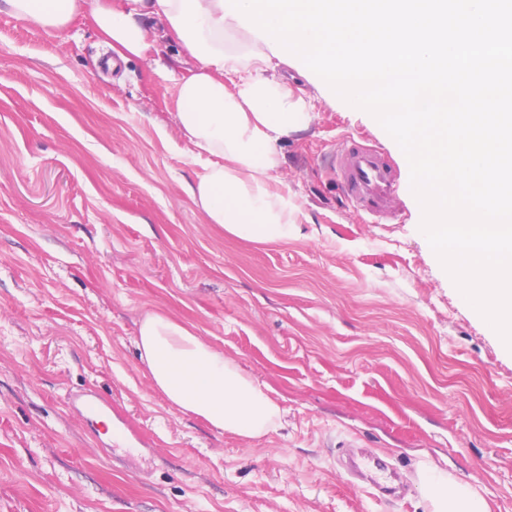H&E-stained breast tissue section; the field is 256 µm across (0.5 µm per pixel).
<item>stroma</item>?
I'll use <instances>...</instances> for the list:
<instances>
[{
  "mask_svg": "<svg viewBox=\"0 0 512 512\" xmlns=\"http://www.w3.org/2000/svg\"><path fill=\"white\" fill-rule=\"evenodd\" d=\"M179 46L104 70L95 27L0 10V512H429L426 463L512 512V351L420 230L409 162L369 113L314 105L276 178L291 238L205 223L172 122ZM399 175L397 219L342 203L325 154L345 135ZM150 312L265 383L280 423L248 439L180 412L136 345ZM94 392L111 445L66 403Z\"/></svg>",
  "mask_w": 512,
  "mask_h": 512,
  "instance_id": "obj_1",
  "label": "stroma"
}]
</instances>
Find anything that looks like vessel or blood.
<instances>
[{"mask_svg":"<svg viewBox=\"0 0 512 512\" xmlns=\"http://www.w3.org/2000/svg\"><path fill=\"white\" fill-rule=\"evenodd\" d=\"M329 159L336 183L354 209L376 223L398 216L397 176L379 150L348 137L330 151Z\"/></svg>","mask_w":512,"mask_h":512,"instance_id":"obj_1","label":"vessel or blood"}]
</instances>
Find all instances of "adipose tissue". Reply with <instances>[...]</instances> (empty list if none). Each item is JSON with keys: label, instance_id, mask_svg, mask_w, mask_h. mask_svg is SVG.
Masks as SVG:
<instances>
[{"label": "adipose tissue", "instance_id": "adipose-tissue-1", "mask_svg": "<svg viewBox=\"0 0 512 512\" xmlns=\"http://www.w3.org/2000/svg\"><path fill=\"white\" fill-rule=\"evenodd\" d=\"M12 15L60 31L89 19L121 58L143 56L158 39L193 59L177 77L173 121L186 140L195 180L185 191L209 224L238 238L287 241L302 206L274 178L281 143L307 130L311 105L281 79L268 44L228 15L220 0H0ZM137 345L154 384L174 407L245 438L281 416L265 384L245 374L189 328L162 312L140 323ZM422 487L430 512H488L467 482L428 464Z\"/></svg>", "mask_w": 512, "mask_h": 512}]
</instances>
